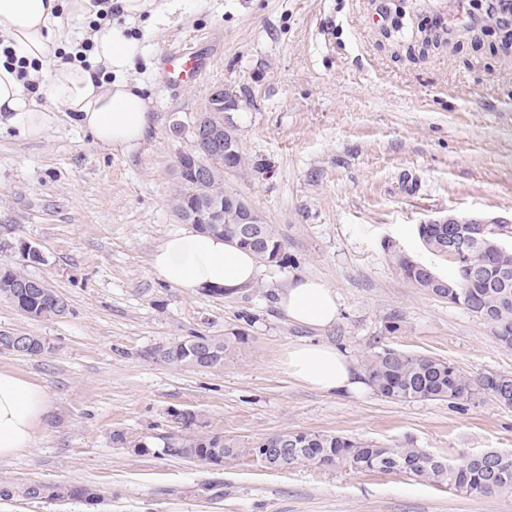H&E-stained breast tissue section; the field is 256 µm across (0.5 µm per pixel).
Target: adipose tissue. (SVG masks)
Instances as JSON below:
<instances>
[{
    "instance_id": "obj_1",
    "label": "adipose tissue",
    "mask_w": 512,
    "mask_h": 512,
    "mask_svg": "<svg viewBox=\"0 0 512 512\" xmlns=\"http://www.w3.org/2000/svg\"><path fill=\"white\" fill-rule=\"evenodd\" d=\"M92 0H0V42L36 62L31 79L45 89L47 105L36 104L15 73L0 65V121L18 117L29 128L43 127L52 112L77 113L98 146L127 151L148 134L153 120L147 101L126 80H105L100 69H129L139 46L124 38L112 22L91 35L88 63L53 59L55 45L67 33L64 16L95 14ZM154 275L181 288L245 289L259 267L255 257L224 238L185 229L169 233L153 251ZM277 307L293 323L324 329L337 317L336 293L322 280L295 278L276 292ZM289 376L328 394L366 389L362 372L336 347L324 343L291 346L285 354ZM50 410L44 389L16 373L0 370V461L31 448L36 428Z\"/></svg>"
}]
</instances>
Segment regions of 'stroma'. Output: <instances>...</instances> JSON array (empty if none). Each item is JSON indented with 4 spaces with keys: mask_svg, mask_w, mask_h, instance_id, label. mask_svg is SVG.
Listing matches in <instances>:
<instances>
[{
    "mask_svg": "<svg viewBox=\"0 0 512 512\" xmlns=\"http://www.w3.org/2000/svg\"><path fill=\"white\" fill-rule=\"evenodd\" d=\"M455 0H167L156 15H113L141 52L127 80L153 112L146 140L125 153L97 146L73 113L38 132L0 122V266L23 268L66 297L70 312L32 318L0 298V330L43 337L50 353L0 352V369L42 385L51 411L32 448L0 461L16 483H90L111 502L90 507L0 501V512H512V495L469 497L394 472L250 457L209 465L115 443L176 431L241 442L284 431L331 433L420 448L454 461L512 451V410L478 396L465 406L405 401L375 390L331 396L291 378L288 347L323 342L361 364L373 346L433 355L477 377L512 375V348L462 306L415 288L401 251L448 274L419 224L451 214L512 225V42L490 21L430 31ZM200 50L208 66L181 93L156 80L165 49ZM219 87L221 113L266 173L226 186L275 224L288 258L264 265L231 296L159 280L150 258L183 223L169 207L175 161ZM43 263H22L21 244ZM293 276L336 292L329 328L296 325L272 295ZM203 332L229 341L218 371L154 359L158 346Z\"/></svg>",
    "mask_w": 512,
    "mask_h": 512,
    "instance_id": "obj_1",
    "label": "stroma"
}]
</instances>
